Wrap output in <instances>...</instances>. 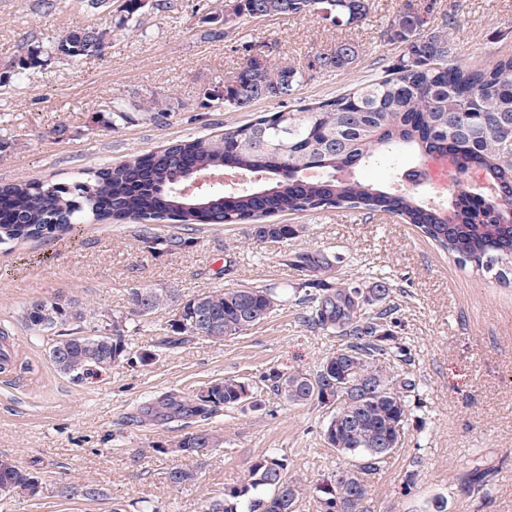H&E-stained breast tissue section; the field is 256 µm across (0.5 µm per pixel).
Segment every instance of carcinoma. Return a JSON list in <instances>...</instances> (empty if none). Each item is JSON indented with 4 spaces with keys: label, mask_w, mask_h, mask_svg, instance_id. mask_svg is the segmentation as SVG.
<instances>
[{
    "label": "carcinoma",
    "mask_w": 512,
    "mask_h": 512,
    "mask_svg": "<svg viewBox=\"0 0 512 512\" xmlns=\"http://www.w3.org/2000/svg\"><path fill=\"white\" fill-rule=\"evenodd\" d=\"M238 17H252L265 8L272 16L319 14L337 28L350 26L349 16L364 20L368 0H229ZM430 10L406 5L392 20L388 39L402 53L382 77L361 84L312 106H286L301 86L303 75L288 66L271 65L267 57L243 64L230 83H218L203 93L201 106L242 111L258 101H275L280 109L208 137L172 141L119 163L75 174L66 182L18 181L0 186V244L36 241L68 233L78 224L105 221L139 223L140 241L151 250L177 253L188 237L159 236L155 226L179 223L252 224L258 240L286 242L300 228L265 224L280 213L303 215L328 209L392 215L416 227L441 250L455 255L461 267L494 273L500 281L512 274V57L484 67L457 59L445 31L430 32ZM112 40L110 28L76 29L45 49L29 47L0 75V81L23 80L27 71L49 57L76 62L103 51ZM360 48L341 41L330 53L313 57L309 68L342 71L360 57ZM174 109L168 98L147 97L128 105L113 104L103 124L114 129L135 121H160ZM411 152L418 157L443 156L460 172L478 170L492 183L485 194L459 184L447 207L429 205L410 191L382 188L345 180L339 173L353 170L381 154ZM237 170L259 179L243 189L217 187L201 197H183L173 187L199 172ZM292 265L309 277L306 286L317 292L277 287L217 288L182 297L168 288H133L131 315L146 321L173 308L164 330L163 345L172 348L200 335L192 323L202 314L211 342L239 336L262 324L280 307L294 301L306 309L307 322L344 338L336 352L324 357L312 372L265 376L267 387L289 403L305 406L322 402L332 381L374 380L375 394L351 404L336 391L333 414L324 427V442L346 457L361 461L360 473L377 469L401 447L408 422V394L415 390L408 351L397 342L396 306L390 303L393 285L377 276L369 286L341 279L323 286L322 275L339 268L344 258L317 250L294 254ZM91 311L71 297L35 300L23 312L26 328L43 336L66 323L84 322ZM126 318L112 320V335L68 336L49 348L57 370L81 381L107 370L130 355L125 339ZM208 395L170 393L145 410L167 420L209 418L235 408L242 397L257 394L244 380L225 378L207 385ZM223 441L208 430L183 436L175 447L202 458ZM34 473L14 460L0 457V495L32 496ZM167 480L174 486L191 484L197 473L173 468ZM489 482V473L475 468L463 491L473 494ZM288 492L289 512H296L300 485L288 476L284 459L274 454L256 459L242 481L208 502L206 512H262L276 502L281 488ZM316 497L344 499L348 487L330 479L315 488Z\"/></svg>",
    "instance_id": "cac0c4a2"
}]
</instances>
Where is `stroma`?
Here are the masks:
<instances>
[{
  "label": "stroma",
  "mask_w": 512,
  "mask_h": 512,
  "mask_svg": "<svg viewBox=\"0 0 512 512\" xmlns=\"http://www.w3.org/2000/svg\"><path fill=\"white\" fill-rule=\"evenodd\" d=\"M367 20L338 29L317 15L239 19L225 37L204 39L221 0H176L174 9L148 8L136 31L120 28L123 0L89 10L79 0H0V73L27 46H49L69 30H112L98 55L77 62L50 60L25 80L0 87V183L63 180L72 173L127 159L192 136L220 133L253 113L276 110L261 101L252 110L200 108L204 90L230 81L245 50L272 63L303 71L295 94L308 104L336 96L381 75L401 53L387 30L405 5L432 8L435 28H447L457 57L487 65L512 55V0H370ZM357 43L352 68L333 73L309 70L314 55L337 42ZM150 94L176 101L163 123L138 121L107 131L92 128V115L109 117L114 102ZM414 164L406 154L382 156L353 171V178L400 186ZM279 224L305 230L283 243L257 240L249 224L198 225L185 230L160 224L161 236L189 234L191 246L176 254L151 252L139 226L80 224L47 240L0 245V327L9 326L18 356L0 374V456L37 474V497H0V512H203L207 501L239 483L252 462L275 453L289 476L301 482L297 512H317L310 493L317 483L350 466L321 437L331 407L293 406L262 391L259 407L220 411L183 425L142 414L145 403L168 392L190 394L211 381L246 378L260 385L264 374L312 371L335 351L339 339L303 322L295 305L221 343L202 339L166 349L163 310L146 322L129 318L135 288H171L189 297L217 288L299 287L301 272L290 253L329 250L346 259L338 278L388 276L397 289V335L415 358L417 384L403 445L366 475L369 512H427L434 498L448 512H512V284L462 269L410 224L381 214L330 210L279 215ZM57 295L94 310L83 334L96 336L112 318L126 317L133 357L75 381L48 357L50 337L31 335L25 307ZM154 352L142 364L138 355ZM207 429L224 439L220 448L195 460L172 450L188 429ZM166 453H158V446ZM492 470L480 494L463 493L473 467ZM189 467L196 484H169L171 469ZM102 495L87 501L84 485ZM71 494L62 498L60 486Z\"/></svg>",
  "instance_id": "35a3bbf8"
}]
</instances>
